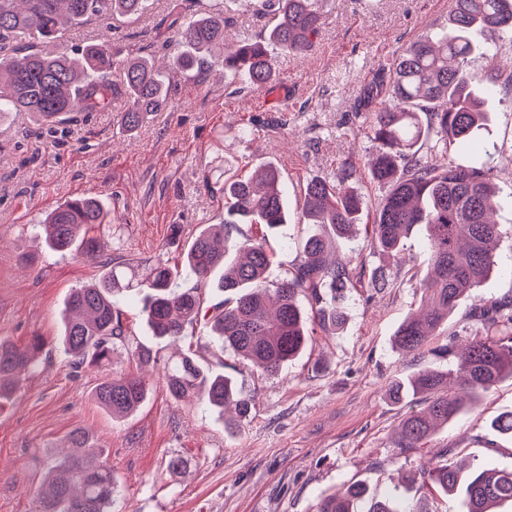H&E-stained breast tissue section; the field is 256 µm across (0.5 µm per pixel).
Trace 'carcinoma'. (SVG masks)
<instances>
[{
  "mask_svg": "<svg viewBox=\"0 0 512 512\" xmlns=\"http://www.w3.org/2000/svg\"><path fill=\"white\" fill-rule=\"evenodd\" d=\"M148 0H0V115L30 112L40 128L90 112H110L112 103L123 106L117 119L133 131L170 101L166 73L144 56L118 59L99 44L72 53L32 49L29 41L53 44L72 26L92 18L132 17L141 14ZM263 8L277 16L275 24L232 53L215 57L212 48L224 44V29L231 17L210 10L183 20L182 3L174 0L181 50L168 69L204 74L219 63L233 74L246 75L254 86L277 80L270 49L303 57L321 28L315 0H264ZM480 29L507 37L512 48V0H453L448 27L437 40L419 38L399 54L385 93L389 99L370 113L369 137L373 149L367 162L371 181L385 187L367 211L350 161L339 169L336 182L313 177L303 184L301 223L312 227L301 242L300 256L275 287L265 285L273 253L263 237L234 241L230 232L239 225L274 229L286 223L288 208L280 170L262 164L254 174L227 175L221 188L224 223L209 224L193 238L184 256V271L196 283L184 288L176 268L162 256L151 264L102 260L104 244L91 230L106 223L104 203L92 196L60 203L44 224L45 246L56 253L74 250L103 262L97 282L72 290L62 314L61 344L78 367L114 363L119 345L126 342L116 298L143 295L142 312L154 336L177 339L186 327L205 317L202 285L224 268L217 287L227 298L208 317L209 337L220 350H230L268 375L281 372L307 341V318L299 296L318 304L319 321L334 328L344 324L345 296L350 272L329 260L336 243L352 237L359 224L371 227V247L394 256L415 230L429 250L430 271L420 279L421 305L399 326L394 347L400 353L425 351L429 339L448 322L458 301L480 286L498 265L495 250L501 225L489 218L496 193L494 171L512 168V147L494 150L481 166L462 164L456 153L470 144L475 128L487 119L478 92L485 84L512 93V71L503 74L494 60L502 45L479 44L472 32ZM486 60L475 71V56ZM473 329L463 344H448L443 352L453 359L454 372L425 370L392 383L389 398H424L425 407L399 422L400 447L418 448L437 427L455 418L475 395L512 375V297L481 299L470 312ZM43 348L35 337L21 349L0 339V401L10 398L22 376L39 366ZM166 391L176 400L227 410L235 416L224 428L237 434L255 410L252 400L231 378L202 366L188 351L164 362ZM151 384L141 376L114 372L95 387V402L123 420L146 400ZM65 453L52 459L33 498L32 512H111L118 492L112 468L95 464L83 452L91 447L89 434L72 430ZM420 498L439 489L462 497L466 512H493L512 504V471L464 467L446 459L420 472ZM426 512L394 496L382 500L367 495L356 483L324 499L320 512Z\"/></svg>",
  "mask_w": 512,
  "mask_h": 512,
  "instance_id": "obj_1",
  "label": "carcinoma"
}]
</instances>
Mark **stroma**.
<instances>
[{"mask_svg":"<svg viewBox=\"0 0 512 512\" xmlns=\"http://www.w3.org/2000/svg\"><path fill=\"white\" fill-rule=\"evenodd\" d=\"M170 0H151L134 18L91 19L69 30L63 47L103 44L119 57L140 54L163 63L175 49L158 37ZM452 0H320L323 24L303 58L276 60L277 81L250 85L241 75L213 69L207 77L177 73L165 111L127 132L115 113L93 112L52 131L38 129L26 112L0 116V338L25 346L33 336L46 347L39 369L20 391L0 403V512H30L32 493L51 452L74 428H84L112 468L121 492L112 512H318L326 496L357 482L370 495L419 497V472L449 455L473 464L512 469V434L491 425L512 412V378L500 381L422 447L398 446L397 425L418 400L393 403L395 379L425 369L448 370L442 356L402 354L392 344L404 318L417 310V278L429 268L423 238L404 245L403 264L374 254L367 227L342 241L336 258L354 279L347 289L345 324L337 331L309 320V341L276 376L253 369L218 344L194 337L154 339L136 297L118 300L130 342L161 357L196 347L202 364L232 377L256 403L238 434H229L219 411L178 402L157 371L124 353L115 367L74 369L61 344L62 311L71 289L94 281L99 264L78 252L38 246V224L64 200L97 196L111 212L100 235L106 254L145 262L165 256L182 263L183 248L168 244L169 228L186 235L224 221V165L250 174L264 163L283 174L288 222L271 236L277 259L269 281L295 263L300 188L313 176L335 179L342 161L371 149L369 114L358 111L378 71L389 70L415 38L448 24ZM491 121L463 154L485 164L487 150L512 146V97L489 99ZM251 129L250 139L239 136ZM494 217L504 235L501 260L512 259V171L495 176ZM383 267L394 288H370L367 275ZM512 295V276L492 272L462 299L436 345L452 342L476 300ZM147 376L153 388L140 409L116 422L91 398L112 371ZM185 456L183 474L169 470Z\"/></svg>","mask_w":512,"mask_h":512,"instance_id":"obj_1","label":"stroma"}]
</instances>
